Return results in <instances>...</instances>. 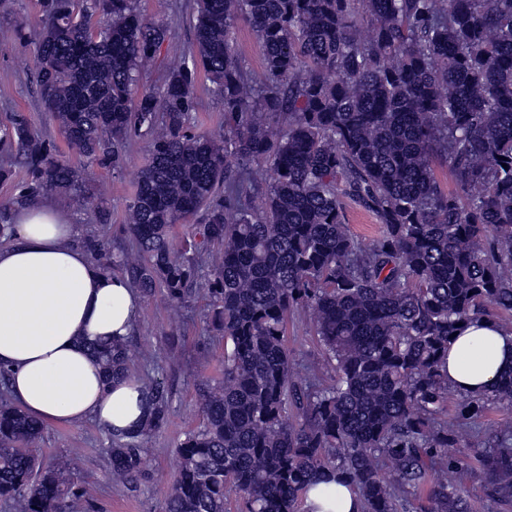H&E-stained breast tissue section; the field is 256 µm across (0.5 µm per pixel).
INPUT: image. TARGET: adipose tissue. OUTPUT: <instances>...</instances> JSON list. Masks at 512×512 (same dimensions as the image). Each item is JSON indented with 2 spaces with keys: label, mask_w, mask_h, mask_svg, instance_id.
Returning a JSON list of instances; mask_svg holds the SVG:
<instances>
[{
  "label": "adipose tissue",
  "mask_w": 512,
  "mask_h": 512,
  "mask_svg": "<svg viewBox=\"0 0 512 512\" xmlns=\"http://www.w3.org/2000/svg\"><path fill=\"white\" fill-rule=\"evenodd\" d=\"M81 227L43 204L18 210L13 240L0 247V366L9 370L16 404L46 425L95 421L132 431L149 406L137 377L106 382L90 343L133 333L140 314L136 289L105 273L77 244ZM512 368V332L478 320L448 348V383L467 392H491ZM307 512H358L348 485L325 483L304 494Z\"/></svg>",
  "instance_id": "adipose-tissue-1"
}]
</instances>
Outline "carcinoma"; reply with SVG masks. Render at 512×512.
<instances>
[{"label": "carcinoma", "mask_w": 512, "mask_h": 512, "mask_svg": "<svg viewBox=\"0 0 512 512\" xmlns=\"http://www.w3.org/2000/svg\"><path fill=\"white\" fill-rule=\"evenodd\" d=\"M41 24L18 26L37 48L43 111L78 165L11 112L0 156L26 179L0 204V240L15 204L57 194L80 204L85 172L122 168L131 137L149 143L125 206L132 250L81 240L103 270L178 306L212 258V328L224 336V376L197 384L203 415L177 448L163 512H298L306 489L335 479L361 512H474L459 487L480 469L512 508V427L459 455L448 403L477 415L512 404V370L492 394L448 385V342L481 318L512 315V0H196L194 43L158 85L143 82L171 37L137 0H39ZM249 22L262 48L253 84L234 40ZM224 103V126L196 132L199 74ZM456 188L446 192L434 161ZM265 163L261 191L250 166ZM507 167H502V164ZM380 232L351 233L341 199ZM201 214V240L174 228ZM310 315L333 375L297 396L288 353L291 312ZM112 379L130 372L124 339L91 347ZM150 414L107 448L128 482L144 443L168 415L163 384L145 383ZM298 410L288 421V407ZM44 425L0 395V501L8 512H74L84 496L67 458L42 464Z\"/></svg>", "instance_id": "carcinoma-1"}]
</instances>
